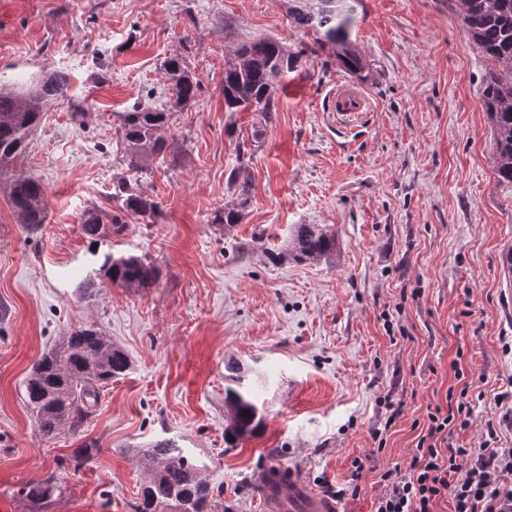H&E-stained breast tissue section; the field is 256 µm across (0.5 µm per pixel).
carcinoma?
<instances>
[{"mask_svg": "<svg viewBox=\"0 0 512 512\" xmlns=\"http://www.w3.org/2000/svg\"><path fill=\"white\" fill-rule=\"evenodd\" d=\"M354 6L351 0H288V16L299 29L316 35L315 43L328 50L346 71L359 75L366 69L365 57L350 40L349 26ZM463 29L479 50L493 62L481 90V98L492 128L491 154L498 182L512 186V0H460ZM294 61L274 39L243 46L237 59L224 67V109L243 112L252 109L275 111L274 80L292 69ZM172 83L175 104L185 105L197 95L198 83L189 75L184 60L173 56L163 64ZM68 77L56 71L38 83L36 90L0 89V165L22 154L37 130L47 103L63 98ZM170 113L139 105L118 115L120 144L129 166L165 151L160 131ZM251 195V185L243 181L237 197L219 211L214 223L231 227L239 223ZM9 199L20 223L32 229L46 223L43 189L30 177L11 179ZM112 210L97 208L82 216L84 234L116 237L139 220L155 222L160 207L153 198L136 190L130 180L112 182ZM335 238L315 224L294 227L291 249L276 258L291 256L297 261L327 257L334 252ZM102 268L111 284L119 287H147L161 276L157 265L146 255L107 254ZM129 368L127 355L97 331L85 328L70 334L57 348L43 354L33 364L25 380L28 404L39 419L40 432L52 437L66 424L73 426L93 414L101 388ZM227 402L233 409L231 424L224 430V443L238 447L241 440L255 436L263 426V416L243 386L242 376L230 377ZM151 455L157 467L142 488L135 512H215L216 501L209 480L194 460L169 440L153 444ZM56 486L47 479L22 485L14 491L29 499L53 496Z\"/></svg>", "mask_w": 512, "mask_h": 512, "instance_id": "1", "label": "carcinoma"}]
</instances>
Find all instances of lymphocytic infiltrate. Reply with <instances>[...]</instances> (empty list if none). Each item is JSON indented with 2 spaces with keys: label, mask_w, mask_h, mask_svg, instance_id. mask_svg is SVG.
<instances>
[{
  "label": "lymphocytic infiltrate",
  "mask_w": 512,
  "mask_h": 512,
  "mask_svg": "<svg viewBox=\"0 0 512 512\" xmlns=\"http://www.w3.org/2000/svg\"><path fill=\"white\" fill-rule=\"evenodd\" d=\"M469 411L430 415L427 434L418 441L408 467H389L379 475L381 491L374 512H434L449 498L454 512H512V448H496L495 428L486 445L460 448L444 437L452 423L467 427Z\"/></svg>",
  "instance_id": "f902f5d3"
}]
</instances>
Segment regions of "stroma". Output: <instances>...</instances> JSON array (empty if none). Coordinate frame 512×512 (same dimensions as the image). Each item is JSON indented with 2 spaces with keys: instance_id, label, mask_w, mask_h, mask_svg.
Wrapping results in <instances>:
<instances>
[{
  "instance_id": "stroma-1",
  "label": "stroma",
  "mask_w": 512,
  "mask_h": 512,
  "mask_svg": "<svg viewBox=\"0 0 512 512\" xmlns=\"http://www.w3.org/2000/svg\"><path fill=\"white\" fill-rule=\"evenodd\" d=\"M262 38L295 55L275 80L273 116L224 109V67ZM351 38L367 61L369 108L350 122L333 110L350 81L287 0H0V86L68 73L24 153L0 180V512H135L164 439L207 467L224 512H262L256 479L269 461L318 491L364 471L341 512H373L378 477L407 466L428 414L468 388L466 448L512 404V188L499 184L480 86L488 60L465 33L456 0H360ZM178 55L199 82L170 106L164 156L136 174L158 201L154 224L92 240L90 208L111 209L112 181L129 176L117 115L170 105L162 64ZM83 119H73L75 109ZM253 185L232 228L214 223ZM37 179L46 224L29 229L9 200L10 175ZM319 224L329 257L269 261L293 227ZM146 255L147 288L112 285L105 254ZM82 327L129 358L78 428L44 439L28 406L34 361ZM254 387L261 431L224 444L229 366ZM404 410L378 447L372 431ZM54 478L51 499L13 497Z\"/></svg>"
}]
</instances>
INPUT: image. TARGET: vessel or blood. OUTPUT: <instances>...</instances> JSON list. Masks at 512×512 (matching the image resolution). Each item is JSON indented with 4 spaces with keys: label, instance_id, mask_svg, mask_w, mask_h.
Masks as SVG:
<instances>
[{
    "label": "vessel or blood",
    "instance_id": "b4317fda",
    "mask_svg": "<svg viewBox=\"0 0 512 512\" xmlns=\"http://www.w3.org/2000/svg\"><path fill=\"white\" fill-rule=\"evenodd\" d=\"M362 91L352 85H339L333 95L338 115L352 118L365 111ZM264 492L265 512H341L336 500L314 492L295 470L278 465L267 467L259 479Z\"/></svg>",
    "mask_w": 512,
    "mask_h": 512
}]
</instances>
